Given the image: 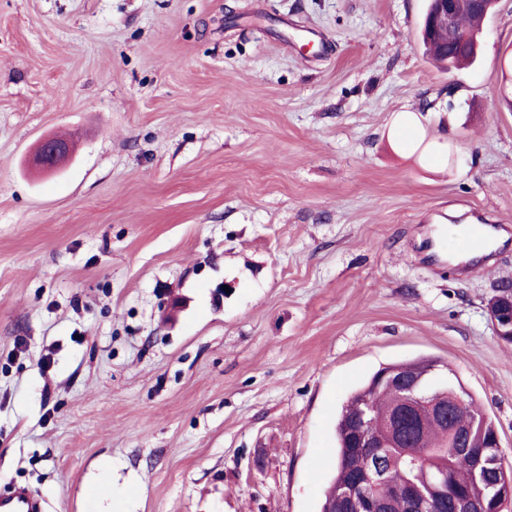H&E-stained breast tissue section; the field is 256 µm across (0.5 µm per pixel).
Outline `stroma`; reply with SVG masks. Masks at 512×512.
<instances>
[{
    "mask_svg": "<svg viewBox=\"0 0 512 512\" xmlns=\"http://www.w3.org/2000/svg\"><path fill=\"white\" fill-rule=\"evenodd\" d=\"M427 0H0V490L44 512H319L379 369L447 363L512 466V246L426 265L437 224L512 225V0L479 60ZM430 151L398 150V112ZM61 135L72 156L29 168Z\"/></svg>",
    "mask_w": 512,
    "mask_h": 512,
    "instance_id": "obj_1",
    "label": "stroma"
}]
</instances>
